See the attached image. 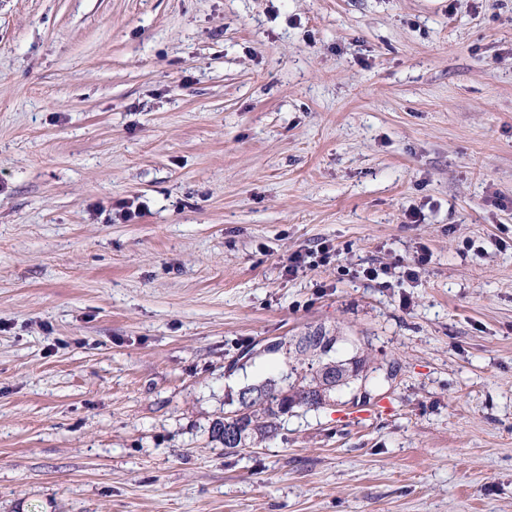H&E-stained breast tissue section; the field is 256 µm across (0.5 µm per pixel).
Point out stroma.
<instances>
[{"label":"stroma","mask_w":512,"mask_h":512,"mask_svg":"<svg viewBox=\"0 0 512 512\" xmlns=\"http://www.w3.org/2000/svg\"><path fill=\"white\" fill-rule=\"evenodd\" d=\"M0 512H512V0H0ZM292 338H281L280 340L270 341L262 346L263 353L286 351V354L292 355L295 366H291V374H295L293 382H288V395L284 394L282 388L277 387L275 380H269L262 384L260 392L264 396V407L254 411L250 416H246L243 420L244 432L247 435L248 447H254L262 444L271 438L279 428L282 418L288 416V412L295 407L298 408H319L323 405L318 393L310 397V390L307 387H317L316 377L309 378L306 373L305 366L307 364V350L303 347L293 346ZM277 352V353H278ZM299 369L301 372H299ZM302 370H304L303 373ZM251 445V446H250ZM261 402L258 395L252 393H245L241 398L242 408L236 410L231 414L225 415V418H230L228 422L217 421L212 427V438L220 442L224 446V442L236 446L237 448L244 447V433L240 426L235 424V420L240 418L245 412L255 409ZM224 418V420H225ZM226 447L224 446V449Z\"/></svg>","instance_id":"35a3bbf8"}]
</instances>
